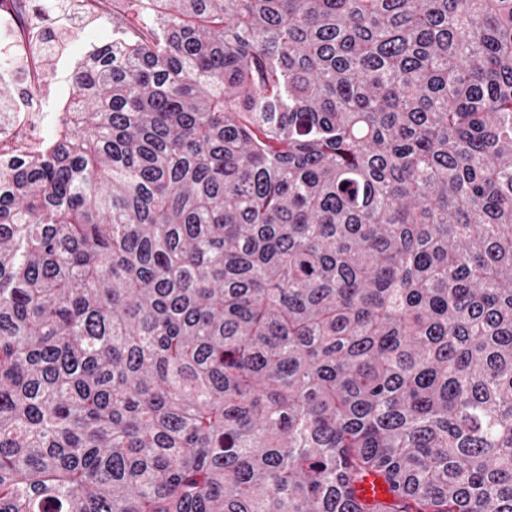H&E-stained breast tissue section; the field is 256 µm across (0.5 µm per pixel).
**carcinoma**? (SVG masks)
Instances as JSON below:
<instances>
[{"mask_svg":"<svg viewBox=\"0 0 512 512\" xmlns=\"http://www.w3.org/2000/svg\"><path fill=\"white\" fill-rule=\"evenodd\" d=\"M126 11L0 154V512H512V0Z\"/></svg>","mask_w":512,"mask_h":512,"instance_id":"1","label":"carcinoma"}]
</instances>
